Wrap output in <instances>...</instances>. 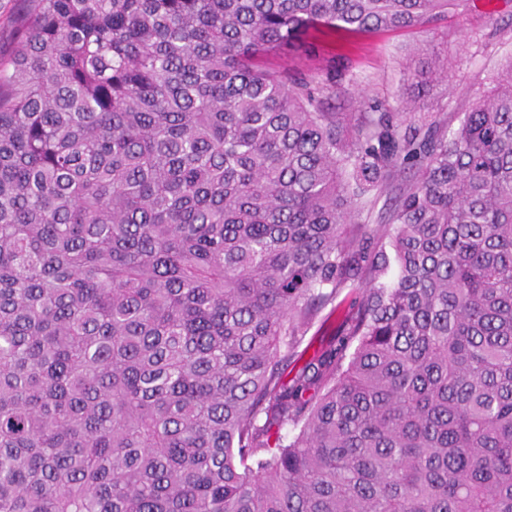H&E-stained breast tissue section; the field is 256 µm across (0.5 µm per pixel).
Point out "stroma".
I'll use <instances>...</instances> for the list:
<instances>
[{
	"label": "stroma",
	"instance_id": "stroma-1",
	"mask_svg": "<svg viewBox=\"0 0 512 512\" xmlns=\"http://www.w3.org/2000/svg\"><path fill=\"white\" fill-rule=\"evenodd\" d=\"M424 42L441 71L428 72L418 51ZM511 58L512 0H468L424 29L327 32L270 55L276 66L342 73L334 105L345 115L359 100L395 108L418 100L429 112L461 111L489 90L492 75Z\"/></svg>",
	"mask_w": 512,
	"mask_h": 512
}]
</instances>
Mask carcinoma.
<instances>
[{
	"mask_svg": "<svg viewBox=\"0 0 512 512\" xmlns=\"http://www.w3.org/2000/svg\"><path fill=\"white\" fill-rule=\"evenodd\" d=\"M460 2L22 0L0 512H512V60L451 118L349 124L264 64ZM353 296H347L344 301L342 302V305L340 309L333 314L330 319L326 322V324L322 327V329L319 330V327L321 325V322L323 319L328 315L331 307L326 308L320 315L317 323L314 325V327L311 329V331L308 333L306 341L303 345V347L310 341V346L307 349V352L305 353L303 359L299 361L296 365V367L293 369V371L288 375V379H290L295 371L303 365V363L308 360L315 351H318L320 349H326L329 348L330 345H333L336 340V333L337 330L342 322V320L345 318V316L348 313L352 312V302H353Z\"/></svg>",
	"mask_w": 512,
	"mask_h": 512,
	"instance_id": "cac0c4a2",
	"label": "carcinoma"
}]
</instances>
